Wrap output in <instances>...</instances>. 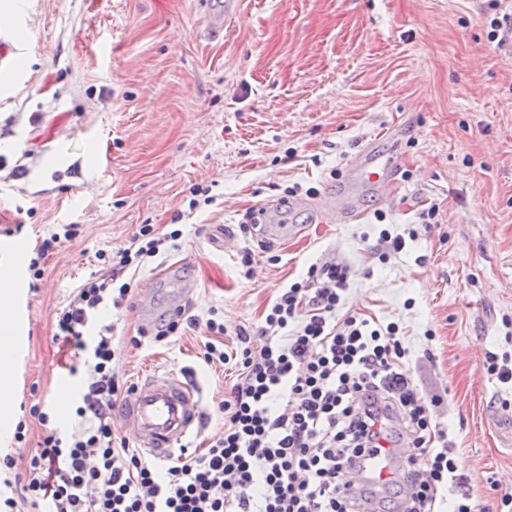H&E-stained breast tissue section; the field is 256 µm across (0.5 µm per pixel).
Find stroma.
Instances as JSON below:
<instances>
[{
  "label": "stroma",
  "instance_id": "obj_1",
  "mask_svg": "<svg viewBox=\"0 0 512 512\" xmlns=\"http://www.w3.org/2000/svg\"><path fill=\"white\" fill-rule=\"evenodd\" d=\"M17 4L0 64V269L17 271L4 304L20 337L15 404L53 407L56 426L83 427L74 410H57L82 382L55 339L56 312L105 273L99 251L127 247L140 225L177 223V249L136 271L123 307L101 317L117 326L114 364L127 383L153 369L200 386L204 420L189 448L220 436L217 408L238 371L203 362V330L155 341L176 281L191 283L193 313L217 310L229 351L280 289L333 258L351 267L347 310L399 324L477 512H512L502 503L512 494V385L485 361L490 351L512 360V45L489 38L492 0H238L217 38L206 0ZM370 143L399 156L391 202L361 191L364 217L350 224L309 209L294 217L310 227L300 241L242 232L244 215L286 188L300 198L342 190ZM196 184L213 201L192 211ZM433 204L440 225L420 224ZM60 224L79 235L33 279L34 248ZM223 226L236 234L228 249L216 239ZM384 229L407 239L385 262Z\"/></svg>",
  "mask_w": 512,
  "mask_h": 512
}]
</instances>
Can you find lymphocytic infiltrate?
<instances>
[{"label": "lymphocytic infiltrate", "instance_id": "1", "mask_svg": "<svg viewBox=\"0 0 512 512\" xmlns=\"http://www.w3.org/2000/svg\"><path fill=\"white\" fill-rule=\"evenodd\" d=\"M180 236L140 225L113 254L108 275L84 280L58 309L59 335L75 349L70 371L83 379L76 414L87 425L68 433L51 426L48 409L32 406L46 431L20 496L5 492L14 456L0 457V512L42 504L48 512H357L347 473L390 436L410 452L415 489L406 501L396 491L380 496L376 512H435L447 489L452 512H472L473 494L411 378L399 326L345 312L343 262L310 266L305 281L282 289L256 336L240 335L232 354L216 312L160 322L156 341L201 326L209 336L203 361L237 362L231 397L218 406L224 430L208 448L165 466L119 437L112 410L126 387L113 363V326L100 313L128 299L127 271L168 253Z\"/></svg>", "mask_w": 512, "mask_h": 512}]
</instances>
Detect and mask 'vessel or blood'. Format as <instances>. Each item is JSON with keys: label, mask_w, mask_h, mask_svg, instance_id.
I'll list each match as a JSON object with an SVG mask.
<instances>
[{"label": "vessel or blood", "mask_w": 512, "mask_h": 512, "mask_svg": "<svg viewBox=\"0 0 512 512\" xmlns=\"http://www.w3.org/2000/svg\"><path fill=\"white\" fill-rule=\"evenodd\" d=\"M235 5L236 0H212L208 18L213 35H221L224 18ZM398 168L397 154L379 153L373 146H365L356 154L346 172L345 190L323 196L319 206L335 214L338 222L356 221L360 212L353 196L354 188L369 186L382 200H390ZM306 206L303 200L290 203L288 210L281 214V223L260 225L258 234L261 239L269 242L285 233L292 237L304 236L309 230L308 225L291 223L290 218L293 211ZM202 418L200 389L185 374L174 370L150 375L135 384L113 410L115 423L132 433L137 448L160 462L174 458L185 440L199 431ZM405 465L406 458L402 455L372 457L366 471L350 474L349 489L357 491L368 473L379 481H388L396 477Z\"/></svg>", "instance_id": "vessel-or-blood-1"}]
</instances>
